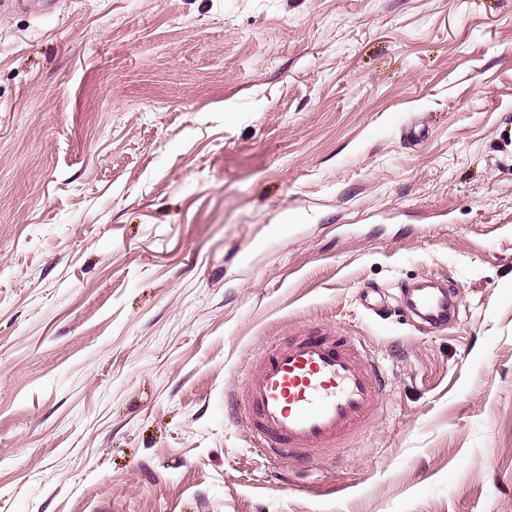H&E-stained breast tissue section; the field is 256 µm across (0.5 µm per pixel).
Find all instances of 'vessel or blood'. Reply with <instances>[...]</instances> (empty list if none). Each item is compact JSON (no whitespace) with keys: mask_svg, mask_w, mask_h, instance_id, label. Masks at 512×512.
Masks as SVG:
<instances>
[{"mask_svg":"<svg viewBox=\"0 0 512 512\" xmlns=\"http://www.w3.org/2000/svg\"><path fill=\"white\" fill-rule=\"evenodd\" d=\"M412 307L427 321L444 322L445 289L411 291ZM383 376L351 336L327 327L304 331L262 352L243 392L255 447L277 459L331 454L363 431L377 410Z\"/></svg>","mask_w":512,"mask_h":512,"instance_id":"1","label":"vessel or blood"}]
</instances>
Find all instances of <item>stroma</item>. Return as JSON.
<instances>
[{
  "mask_svg": "<svg viewBox=\"0 0 512 512\" xmlns=\"http://www.w3.org/2000/svg\"><path fill=\"white\" fill-rule=\"evenodd\" d=\"M317 323L387 392L277 461L224 400ZM0 512H512V0L1 6ZM411 306L427 321L444 322L448 320L450 305L448 292L427 283L411 290Z\"/></svg>",
  "mask_w": 512,
  "mask_h": 512,
  "instance_id": "stroma-1",
  "label": "stroma"
}]
</instances>
